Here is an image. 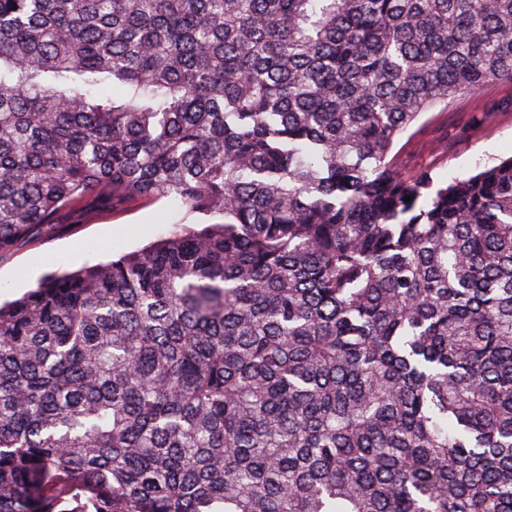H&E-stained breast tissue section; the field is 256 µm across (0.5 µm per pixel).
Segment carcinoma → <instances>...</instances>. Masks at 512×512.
<instances>
[{"instance_id":"carcinoma-1","label":"carcinoma","mask_w":512,"mask_h":512,"mask_svg":"<svg viewBox=\"0 0 512 512\" xmlns=\"http://www.w3.org/2000/svg\"><path fill=\"white\" fill-rule=\"evenodd\" d=\"M499 81L512 0H0V259L211 220L0 304V512H512V157L390 159ZM184 215L185 209L172 199L134 202L120 213L101 214L97 223L96 215H88L87 224L74 235L49 230L40 243L0 260V282L9 291L2 300L20 297L51 270L95 265L109 259L114 246L130 252L166 237L176 224L185 222Z\"/></svg>"}]
</instances>
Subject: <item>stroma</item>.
<instances>
[{"instance_id": "1", "label": "stroma", "mask_w": 512, "mask_h": 512, "mask_svg": "<svg viewBox=\"0 0 512 512\" xmlns=\"http://www.w3.org/2000/svg\"><path fill=\"white\" fill-rule=\"evenodd\" d=\"M394 154L400 173L428 171L440 181L512 156V84H489L477 94L456 97L447 111L427 113L418 131L401 137ZM184 215L172 199L135 202L122 212L102 214L76 234L47 232L40 243L0 260V284L9 298H18L49 271H74L109 259L113 250L130 252L166 237Z\"/></svg>"}]
</instances>
